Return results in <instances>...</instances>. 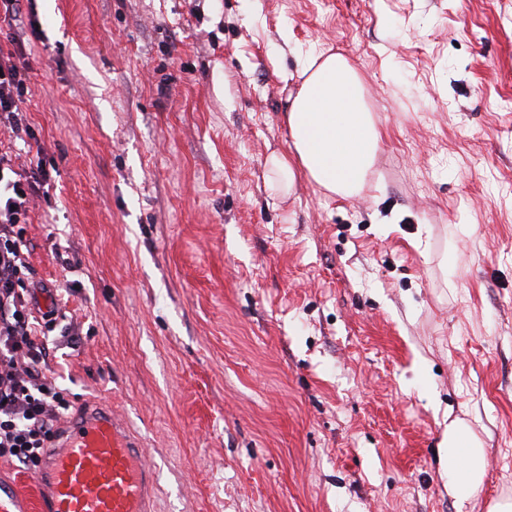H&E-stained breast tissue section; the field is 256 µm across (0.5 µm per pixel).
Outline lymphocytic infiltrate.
I'll list each match as a JSON object with an SVG mask.
<instances>
[{
  "label": "lymphocytic infiltrate",
  "instance_id": "1",
  "mask_svg": "<svg viewBox=\"0 0 512 512\" xmlns=\"http://www.w3.org/2000/svg\"><path fill=\"white\" fill-rule=\"evenodd\" d=\"M26 74L0 55V128L13 138L31 135L20 104ZM20 149L0 147V457L27 463L41 455L67 403L42 371L47 340L25 289L26 223L30 203L49 179L43 163L21 168Z\"/></svg>",
  "mask_w": 512,
  "mask_h": 512
}]
</instances>
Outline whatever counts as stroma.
Here are the masks:
<instances>
[{"mask_svg":"<svg viewBox=\"0 0 512 512\" xmlns=\"http://www.w3.org/2000/svg\"><path fill=\"white\" fill-rule=\"evenodd\" d=\"M17 36L43 372L63 420L100 402L144 444L156 512L512 501V0H19ZM300 51L365 80L355 198L267 188ZM454 420L485 451L462 507ZM441 469L447 479L448 494L461 507L475 498L485 478L484 448L468 427L455 421L445 427L441 444Z\"/></svg>","mask_w":512,"mask_h":512,"instance_id":"1","label":"stroma"}]
</instances>
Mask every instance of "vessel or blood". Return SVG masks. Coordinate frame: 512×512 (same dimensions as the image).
Listing matches in <instances>:
<instances>
[{
  "label": "vessel or blood",
  "instance_id": "obj_1",
  "mask_svg": "<svg viewBox=\"0 0 512 512\" xmlns=\"http://www.w3.org/2000/svg\"><path fill=\"white\" fill-rule=\"evenodd\" d=\"M52 443L33 495L0 482V512H153L155 473L109 407L79 410Z\"/></svg>",
  "mask_w": 512,
  "mask_h": 512
}]
</instances>
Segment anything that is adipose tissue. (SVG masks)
<instances>
[{
  "label": "adipose tissue",
  "instance_id": "1",
  "mask_svg": "<svg viewBox=\"0 0 512 512\" xmlns=\"http://www.w3.org/2000/svg\"><path fill=\"white\" fill-rule=\"evenodd\" d=\"M297 74L302 83L286 114L291 155L270 157L268 187L291 190L301 174L327 196L352 198L372 176L381 146L365 81L339 53L299 55ZM441 469L459 502L479 494L484 450L460 422L444 430Z\"/></svg>",
  "mask_w": 512,
  "mask_h": 512
}]
</instances>
